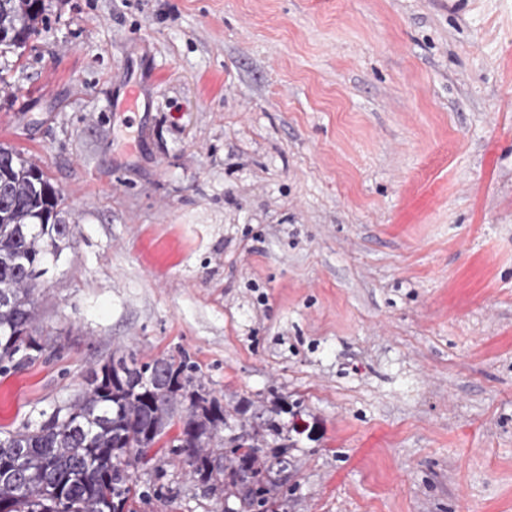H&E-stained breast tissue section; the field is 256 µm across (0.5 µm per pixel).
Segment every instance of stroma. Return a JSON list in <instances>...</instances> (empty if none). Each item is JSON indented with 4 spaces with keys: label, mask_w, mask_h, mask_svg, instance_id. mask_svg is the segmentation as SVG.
Here are the masks:
<instances>
[{
    "label": "stroma",
    "mask_w": 512,
    "mask_h": 512,
    "mask_svg": "<svg viewBox=\"0 0 512 512\" xmlns=\"http://www.w3.org/2000/svg\"><path fill=\"white\" fill-rule=\"evenodd\" d=\"M45 6L0 143L74 238L0 430L185 356L280 485L246 511L156 447L131 512H512V0Z\"/></svg>",
    "instance_id": "obj_1"
}]
</instances>
